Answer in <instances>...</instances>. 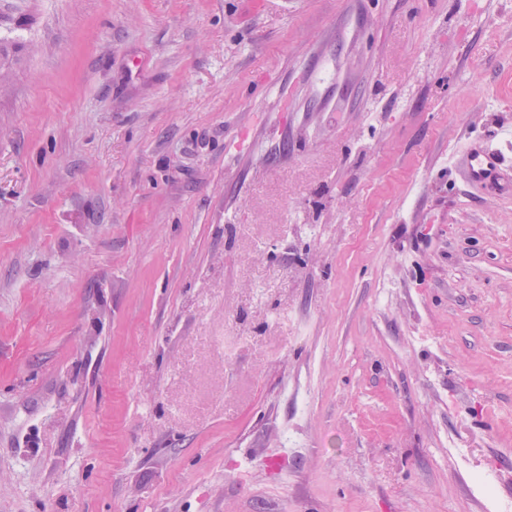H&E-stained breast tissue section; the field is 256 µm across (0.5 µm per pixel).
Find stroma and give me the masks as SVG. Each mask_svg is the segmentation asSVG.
Returning a JSON list of instances; mask_svg holds the SVG:
<instances>
[{
  "mask_svg": "<svg viewBox=\"0 0 512 512\" xmlns=\"http://www.w3.org/2000/svg\"><path fill=\"white\" fill-rule=\"evenodd\" d=\"M0 512H512V0H0ZM484 474V487L471 475ZM505 159L496 151L481 142H475L465 158L464 176L472 187H485L495 184L492 177L497 179V170Z\"/></svg>",
  "mask_w": 512,
  "mask_h": 512,
  "instance_id": "obj_1",
  "label": "stroma"
}]
</instances>
